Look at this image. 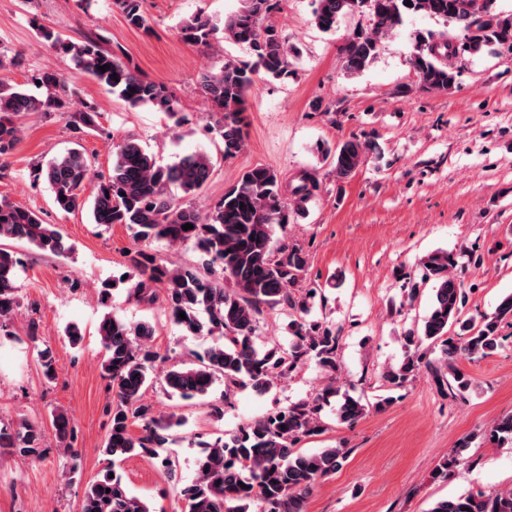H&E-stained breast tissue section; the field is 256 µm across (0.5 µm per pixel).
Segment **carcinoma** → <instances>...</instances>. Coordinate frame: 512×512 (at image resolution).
<instances>
[{"label": "carcinoma", "mask_w": 512, "mask_h": 512, "mask_svg": "<svg viewBox=\"0 0 512 512\" xmlns=\"http://www.w3.org/2000/svg\"><path fill=\"white\" fill-rule=\"evenodd\" d=\"M279 0H241L238 11L218 23L197 14L181 27L183 38L192 44L209 46L217 33L223 39L247 47L253 63L231 59L219 69L200 72L198 87L210 106V129L221 138L224 157L245 147L247 121L246 94L262 73L278 80L292 74L289 57L293 48L277 29L265 23ZM313 23L322 32L336 30L347 15L366 13L370 26L359 27L339 47L344 71L359 74L377 57L381 36L403 24L411 14L427 16L452 26L458 35L415 37L409 65L420 87L427 92H446L457 84L460 70L454 59L468 54L512 52V11L494 12L495 0H314ZM127 22L136 28L145 24L141 0H115ZM41 37L58 53L70 58L75 72L45 70L34 76L46 93L38 98L0 82V157L11 152L21 139L16 117L22 113L50 115L66 112L75 93L76 76L88 77L135 108L150 105L182 125L178 101L167 87L142 78L115 54L97 42L75 43L62 39L52 30L39 27ZM105 70H100V67ZM98 112L89 104L85 110L69 113L74 128H97ZM370 146L357 140L345 142L332 156L338 179L350 177L363 163ZM214 169L205 152L184 155L178 161L161 165L137 139L126 136L115 145L112 170L106 175L92 174L85 153L71 148L54 157L46 166L33 170L36 181L46 182L56 207L70 213L83 201L84 183L95 179L91 216L93 223L109 228L125 226L139 247L129 252L128 260L138 272L129 293L139 302L152 305L155 286L165 288L166 306L172 322L184 336H211L212 345L192 366L173 365L157 370L159 353L146 344L154 335L148 322L131 324L107 314L99 324L98 335L104 350L103 377L110 382L113 399L106 407L109 430L100 452L112 458L130 454L160 460L166 473L173 460L160 457L167 441L163 432L183 421L163 420L155 415L145 392L154 379L163 389L182 398L204 397L217 380L231 387L251 385L268 391L275 381L288 376L307 358L326 374V383L310 400L280 408L238 431L204 443L196 460V479L179 490L182 512H247L248 503L257 500L263 512H306V501L314 486L331 475L346 457L340 447L305 453L295 447L304 437L324 431L321 405L341 397L338 418L349 425L366 413V405L340 393L336 381L339 336L327 323H308L301 314L308 310L316 289L294 295L302 280L307 260L302 248L277 244L274 227L288 223V209L304 211L318 188L316 177L305 173L291 190V199L282 198L277 173L256 165L245 170L238 180L203 215L190 199L209 181ZM186 224L193 228L185 230ZM25 241L56 257L70 251L54 224H46L34 211L0 200V240ZM146 243L169 246L191 244L203 257V269L167 267L140 248ZM456 261L446 251L426 256L423 279L433 282V298L422 320L421 331L409 330L403 336L406 355L398 367L383 373L393 388L412 382L421 368L429 369L440 391L462 396L472 389V378L460 367L463 359L485 357L500 346V321L512 317V294L503 298L495 313L480 321L463 317V284L452 269ZM22 260L0 245V332L9 336L21 306L19 270ZM279 310L289 318L293 343L286 349L258 346V324L266 310ZM185 313L180 318L179 313ZM438 351L432 361L428 355ZM52 426L60 445L69 448L74 428L68 415L52 412ZM138 428L133 433L132 428ZM481 436L496 443L512 442V415L494 420L481 430ZM41 423L23 418L11 428L0 427V448L26 458L38 453L44 442ZM452 451L437 475L448 476L464 464L461 449ZM81 512H151L144 501L132 495L121 477L105 472L92 481L84 493ZM429 512H512V488L492 494L468 493L443 498Z\"/></svg>", "instance_id": "obj_1"}]
</instances>
